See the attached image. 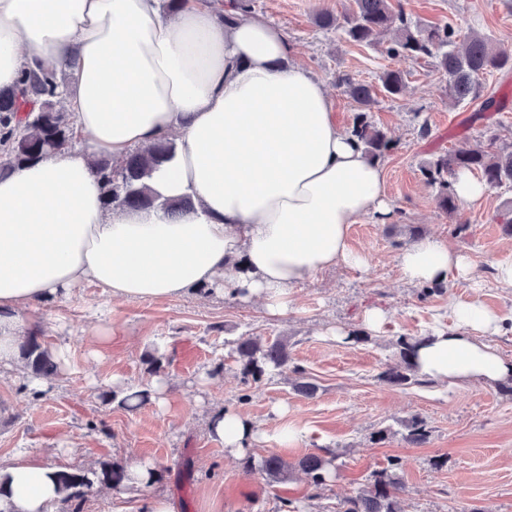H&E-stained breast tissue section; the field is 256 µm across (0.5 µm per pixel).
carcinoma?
I'll list each match as a JSON object with an SVG mask.
<instances>
[{"instance_id": "1", "label": "carcinoma", "mask_w": 512, "mask_h": 512, "mask_svg": "<svg viewBox=\"0 0 512 512\" xmlns=\"http://www.w3.org/2000/svg\"><path fill=\"white\" fill-rule=\"evenodd\" d=\"M354 8L345 14L319 13L315 22L322 28L342 32L347 40L374 45L383 33L390 31L393 38L384 47L389 57L411 61L424 58L448 79L450 99L460 102L466 98H480L481 79L496 71L512 68V53L494 49L484 37L471 32L462 36L451 25L420 27L405 12L398 0H353ZM63 71L55 69H27L11 92L0 91V178L10 175L20 166L38 160L50 152L74 146L77 135L73 114L66 108L68 84ZM348 95L358 105L350 130L364 155L370 161L393 150V143L373 123L368 115L375 102V89L348 74L337 77ZM381 83L389 95H398L404 86L401 72H383ZM497 136L488 135V147L460 149L444 153L421 166L425 183L436 189L438 208L447 214L457 210L454 182L462 173H481L491 187L512 188V149L496 146ZM174 142L162 138L151 145L132 149L123 158L115 160L94 156L91 168L103 190V204L112 210H149L161 207L172 215H179L193 207L188 196L159 200L148 180L170 159ZM422 337L399 336L400 364L388 365L381 377L394 385L420 383L416 365L411 359L414 348ZM237 361L245 382L260 383L265 376L288 366L291 358L287 344L281 340H261L241 337L235 342ZM20 357L33 377L41 378L57 371V362L48 349L35 337L21 346ZM403 440L421 445L428 439L424 422L411 418L404 424ZM337 453L331 448H319L290 464L278 455L262 460L261 468L267 476L281 480L298 468L309 477L310 486L318 491L326 485L329 466ZM405 460L394 457L388 466L374 471L368 478L366 490L343 501L342 512H398V496L403 491L401 473ZM128 474L121 461H109L97 471L58 472V484L64 493L61 512H82L86 496L97 483L115 488L127 486Z\"/></svg>"}]
</instances>
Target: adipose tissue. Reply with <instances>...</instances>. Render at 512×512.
<instances>
[{
  "label": "adipose tissue",
  "mask_w": 512,
  "mask_h": 512,
  "mask_svg": "<svg viewBox=\"0 0 512 512\" xmlns=\"http://www.w3.org/2000/svg\"><path fill=\"white\" fill-rule=\"evenodd\" d=\"M288 38L262 19L219 17L212 0L164 16L158 0H0V90L22 69L70 70L68 95L85 148L65 149L0 179V364L17 360L22 308L68 297L89 281L126 299L183 297L232 280L284 316L289 290L340 263L368 259L348 244L357 219L387 216L383 169L334 120V102L288 61ZM175 135L174 157L149 185L162 209L112 211L89 160L120 158ZM403 277L438 284L468 272L446 242L423 237L399 256ZM416 348L419 374L445 382L512 380V361L478 340L507 319L479 303ZM212 436L236 456L257 435L234 411L215 412ZM57 468L30 459L0 466V512H54Z\"/></svg>",
  "instance_id": "obj_1"
}]
</instances>
